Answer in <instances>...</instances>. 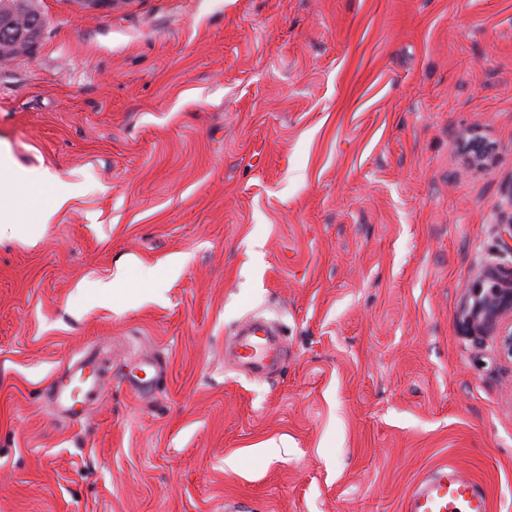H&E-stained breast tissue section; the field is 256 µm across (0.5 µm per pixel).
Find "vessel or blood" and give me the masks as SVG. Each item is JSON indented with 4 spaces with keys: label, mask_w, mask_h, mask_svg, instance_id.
<instances>
[{
    "label": "vessel or blood",
    "mask_w": 512,
    "mask_h": 512,
    "mask_svg": "<svg viewBox=\"0 0 512 512\" xmlns=\"http://www.w3.org/2000/svg\"><path fill=\"white\" fill-rule=\"evenodd\" d=\"M229 354L253 377H263L267 366L281 355L278 331L262 320L249 319L239 325ZM161 369L157 359H140L128 374L126 384L134 393H148ZM94 370V359L85 357L51 378L53 403L60 413H76L78 405L98 393L100 380ZM404 512H490V505L481 484L466 479L455 466L446 464L434 468L415 484Z\"/></svg>",
    "instance_id": "obj_1"
}]
</instances>
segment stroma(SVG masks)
<instances>
[{"label": "stroma", "mask_w": 512, "mask_h": 512, "mask_svg": "<svg viewBox=\"0 0 512 512\" xmlns=\"http://www.w3.org/2000/svg\"><path fill=\"white\" fill-rule=\"evenodd\" d=\"M38 7L0 64V153L49 177L0 240V512H403L441 463L512 512V360L468 319L512 280V0ZM253 312L268 379L224 354ZM77 387L80 391L75 394ZM100 387V380L95 376V360L91 357L80 359L67 369L57 372L50 380L53 403L64 415L77 414V405L94 397ZM161 369V363L156 358H142L134 363L131 372L126 377V384L134 393H148L154 388Z\"/></svg>", "instance_id": "35a3bbf8"}]
</instances>
